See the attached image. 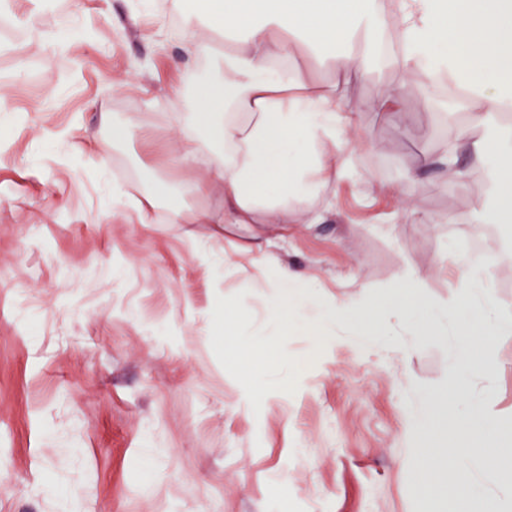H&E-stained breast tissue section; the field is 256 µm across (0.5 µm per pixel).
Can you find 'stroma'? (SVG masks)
I'll return each mask as SVG.
<instances>
[{
    "label": "stroma",
    "instance_id": "stroma-1",
    "mask_svg": "<svg viewBox=\"0 0 512 512\" xmlns=\"http://www.w3.org/2000/svg\"><path fill=\"white\" fill-rule=\"evenodd\" d=\"M191 5L0 0L15 32L0 37V512H448L413 481L403 421L418 391L447 385L453 336L411 346L416 308L372 351L346 325L320 353L296 334L285 349L302 361L297 391L268 394L256 413L212 351L211 313L217 296L243 294L251 332L267 337L279 292L357 309L409 268L449 327L477 334L465 283L478 242L496 258L490 297L512 314V226H471L495 206L476 150L512 112L463 147V117L422 73L395 112H372L365 102L399 84L393 57L342 74L302 50L295 64L342 84L358 109L349 176L295 204L289 224H170L162 201L134 224L154 177H199L174 162L173 91L206 69L183 45L211 38L175 33ZM79 26L93 41L64 55L32 34ZM115 122L141 132L99 158ZM392 186L414 192L411 209ZM283 267L297 281L282 282ZM460 379L512 423V335Z\"/></svg>",
    "mask_w": 512,
    "mask_h": 512
}]
</instances>
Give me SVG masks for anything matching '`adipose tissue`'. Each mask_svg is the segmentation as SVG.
<instances>
[{"instance_id":"ef3b65f1","label":"adipose tissue","mask_w":512,"mask_h":512,"mask_svg":"<svg viewBox=\"0 0 512 512\" xmlns=\"http://www.w3.org/2000/svg\"><path fill=\"white\" fill-rule=\"evenodd\" d=\"M223 40L212 73L193 80L185 109L177 113L185 147L179 164L197 168L201 180L172 187V224H287L290 202L318 196L327 172L346 176L336 151L354 112L342 85L316 84L294 66L301 43L323 54L337 70L362 73L369 41L391 28L406 51L397 61V88L380 89L367 107L395 110L415 87L412 71L449 74L467 87V124L474 127L512 111V0H198L183 14V29L198 21ZM445 53H435L437 45ZM489 182L498 224L512 222V141L494 143ZM219 195L221 207L192 210L185 196Z\"/></svg>"}]
</instances>
